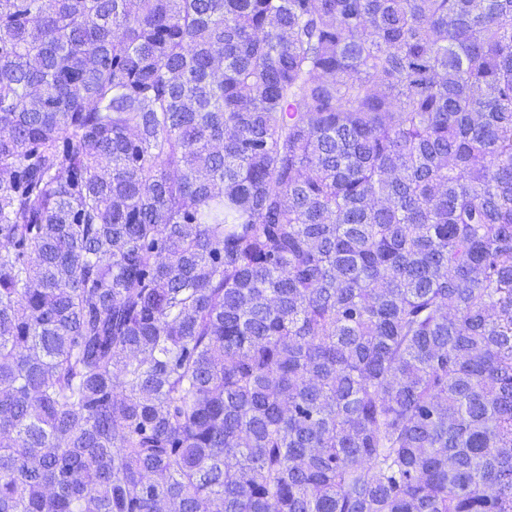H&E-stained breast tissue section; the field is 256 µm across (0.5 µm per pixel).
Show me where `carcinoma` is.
<instances>
[{"label": "carcinoma", "instance_id": "carcinoma-1", "mask_svg": "<svg viewBox=\"0 0 512 512\" xmlns=\"http://www.w3.org/2000/svg\"><path fill=\"white\" fill-rule=\"evenodd\" d=\"M0 512H512V0H0Z\"/></svg>", "mask_w": 512, "mask_h": 512}]
</instances>
